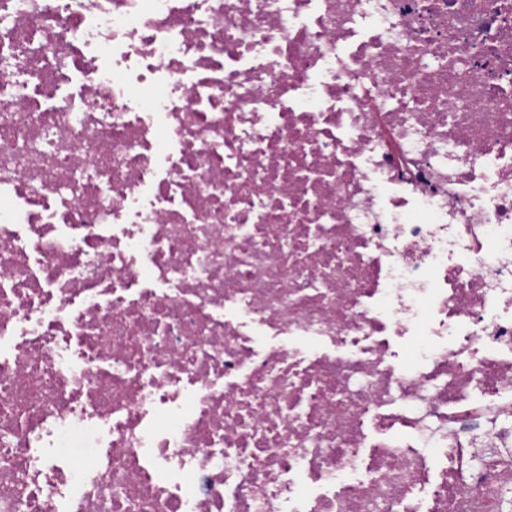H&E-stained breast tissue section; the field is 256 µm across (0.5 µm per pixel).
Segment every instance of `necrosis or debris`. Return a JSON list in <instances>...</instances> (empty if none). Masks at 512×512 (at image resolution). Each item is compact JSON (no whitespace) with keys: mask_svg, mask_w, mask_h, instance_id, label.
Returning <instances> with one entry per match:
<instances>
[{"mask_svg":"<svg viewBox=\"0 0 512 512\" xmlns=\"http://www.w3.org/2000/svg\"><path fill=\"white\" fill-rule=\"evenodd\" d=\"M506 411L512 0H0V512H512Z\"/></svg>","mask_w":512,"mask_h":512,"instance_id":"necrosis-or-debris-1","label":"necrosis or debris"}]
</instances>
